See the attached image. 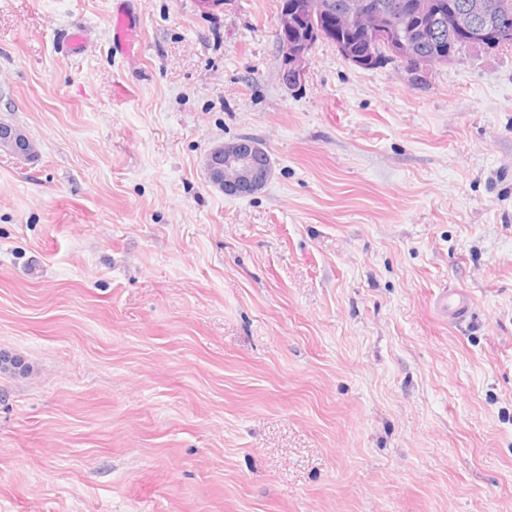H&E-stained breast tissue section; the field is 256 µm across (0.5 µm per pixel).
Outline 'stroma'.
I'll return each instance as SVG.
<instances>
[{
  "mask_svg": "<svg viewBox=\"0 0 512 512\" xmlns=\"http://www.w3.org/2000/svg\"><path fill=\"white\" fill-rule=\"evenodd\" d=\"M278 6L0 0V512H512V49L288 87ZM114 30L112 44L116 51L130 55L134 46V29L131 27L129 17L119 9L114 15ZM3 148L17 157L30 158L31 148L26 137L13 125H0V149ZM209 182L228 196H245L261 189L272 175L269 154L250 137L217 145L206 155Z\"/></svg>",
  "mask_w": 512,
  "mask_h": 512,
  "instance_id": "stroma-1",
  "label": "stroma"
}]
</instances>
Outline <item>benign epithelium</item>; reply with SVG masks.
<instances>
[{
  "label": "benign epithelium",
  "instance_id": "1",
  "mask_svg": "<svg viewBox=\"0 0 512 512\" xmlns=\"http://www.w3.org/2000/svg\"><path fill=\"white\" fill-rule=\"evenodd\" d=\"M435 8L434 0H412L410 12L419 19H427ZM512 14L509 0H464L448 14V33L463 32L466 49H501L512 45V26L501 17ZM337 18L364 37L370 46H385L391 57L405 61L411 56L412 42L428 39L432 27L420 26L407 36L386 25V10L377 0H340L336 5ZM299 14L284 5L279 7L275 36L283 38L298 25ZM288 67L280 72L282 83L296 87L307 74L309 50L284 43ZM20 158L32 156L26 137L13 125H0V149ZM205 169L209 182L228 196L250 195L261 189L272 175L269 154L262 143L250 137L217 145L206 155Z\"/></svg>",
  "mask_w": 512,
  "mask_h": 512
}]
</instances>
